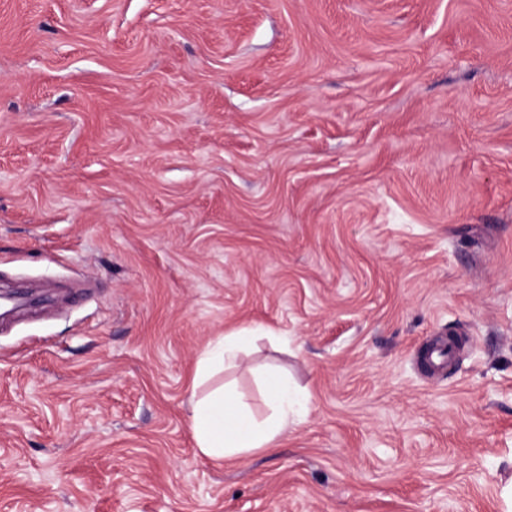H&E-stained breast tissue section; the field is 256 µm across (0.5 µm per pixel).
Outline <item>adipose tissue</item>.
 I'll use <instances>...</instances> for the list:
<instances>
[{"label": "adipose tissue", "mask_w": 512, "mask_h": 512, "mask_svg": "<svg viewBox=\"0 0 512 512\" xmlns=\"http://www.w3.org/2000/svg\"><path fill=\"white\" fill-rule=\"evenodd\" d=\"M261 326L234 328L210 341L197 362L190 398V426L199 451L214 459L240 458L258 450L276 448L300 419L304 404L287 376L269 374L264 380L267 413L256 417L233 384L212 390L204 385L234 366L238 356L259 337H272Z\"/></svg>", "instance_id": "ef3b65f1"}]
</instances>
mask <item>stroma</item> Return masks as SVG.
Returning <instances> with one entry per match:
<instances>
[{
    "label": "stroma",
    "instance_id": "stroma-1",
    "mask_svg": "<svg viewBox=\"0 0 512 512\" xmlns=\"http://www.w3.org/2000/svg\"><path fill=\"white\" fill-rule=\"evenodd\" d=\"M0 512H512V0H0ZM309 398L213 459L198 357ZM455 337L429 372V345ZM259 337L275 334L261 325L234 328L210 341L200 354L190 398V426L196 447L205 456L231 459L272 450L301 417L303 401L282 374H269L263 382L268 411L262 418L254 415L232 383L198 394L213 376L234 366Z\"/></svg>",
    "mask_w": 512,
    "mask_h": 512
}]
</instances>
